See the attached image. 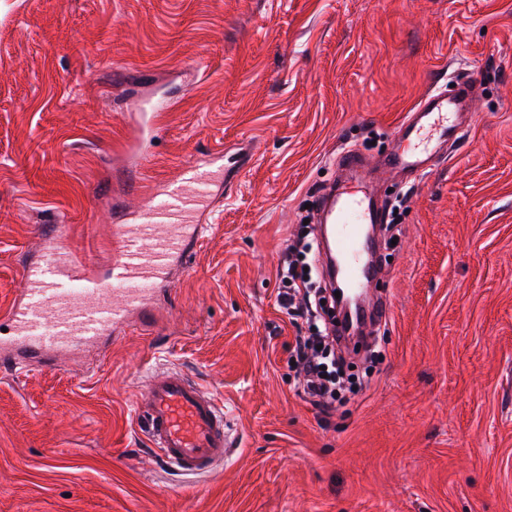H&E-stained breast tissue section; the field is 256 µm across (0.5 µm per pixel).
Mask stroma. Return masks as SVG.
<instances>
[{
  "label": "stroma",
  "mask_w": 512,
  "mask_h": 512,
  "mask_svg": "<svg viewBox=\"0 0 512 512\" xmlns=\"http://www.w3.org/2000/svg\"><path fill=\"white\" fill-rule=\"evenodd\" d=\"M453 78L474 112L406 183L370 384L321 421L289 375L279 254L339 154L393 150ZM243 144L150 324L0 364V512H512V0H0V305L42 225L106 275L113 225ZM157 365L231 413L210 475L169 470L139 429Z\"/></svg>",
  "instance_id": "stroma-1"
}]
</instances>
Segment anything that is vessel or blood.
<instances>
[{
  "label": "vessel or blood",
  "instance_id": "obj_1",
  "mask_svg": "<svg viewBox=\"0 0 512 512\" xmlns=\"http://www.w3.org/2000/svg\"><path fill=\"white\" fill-rule=\"evenodd\" d=\"M473 98L465 82L452 94L431 91L396 127L398 146L392 152L372 164L353 152L340 155L343 178L321 198L318 222L322 260L336 265L348 291L362 298L381 278L369 229L384 221L366 187L352 185L351 177L362 170L376 175L408 170L425 177L428 158L435 148L456 139L460 115L470 111ZM239 174L233 165L221 171L185 167L180 180L155 194L137 223L113 225L112 258L102 278L89 271L85 259L71 257L65 243L68 225H44L41 254L22 268L28 285L24 296L0 310V352L47 354L64 347L99 346L127 326L132 314H145L155 297L170 293L173 271L184 269L187 254L199 241L201 216L224 184ZM387 312L383 299L356 305L350 325L336 327L341 344L350 342L353 327L382 322ZM134 407L153 451L172 469L208 474L229 457L233 438L227 413L182 370L152 368Z\"/></svg>",
  "mask_w": 512,
  "mask_h": 512
}]
</instances>
